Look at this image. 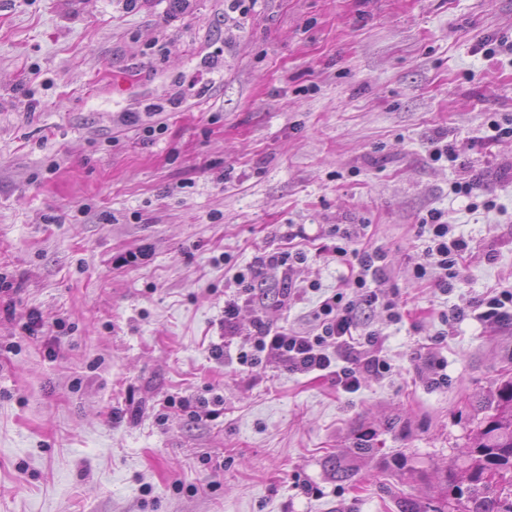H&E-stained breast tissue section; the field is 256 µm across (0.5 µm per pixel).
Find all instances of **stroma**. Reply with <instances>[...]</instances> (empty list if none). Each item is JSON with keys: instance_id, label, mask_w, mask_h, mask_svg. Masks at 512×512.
Listing matches in <instances>:
<instances>
[{"instance_id": "1", "label": "stroma", "mask_w": 512, "mask_h": 512, "mask_svg": "<svg viewBox=\"0 0 512 512\" xmlns=\"http://www.w3.org/2000/svg\"><path fill=\"white\" fill-rule=\"evenodd\" d=\"M487 36L512 42V0H0V512L438 505L512 379V324L447 318L512 289V136L489 127L512 53ZM472 178L491 208L450 194ZM432 208L470 241L447 294L413 274ZM336 224L386 254L403 319H357L389 371L351 394L214 359L233 274L298 231L265 315L314 327Z\"/></svg>"}]
</instances>
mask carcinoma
<instances>
[{
    "mask_svg": "<svg viewBox=\"0 0 512 512\" xmlns=\"http://www.w3.org/2000/svg\"><path fill=\"white\" fill-rule=\"evenodd\" d=\"M478 436L476 446L465 451L464 470L445 475V489L464 512H512V380L500 388Z\"/></svg>",
    "mask_w": 512,
    "mask_h": 512,
    "instance_id": "cac0c4a2",
    "label": "carcinoma"
}]
</instances>
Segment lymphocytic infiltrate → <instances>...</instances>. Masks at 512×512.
<instances>
[{
  "mask_svg": "<svg viewBox=\"0 0 512 512\" xmlns=\"http://www.w3.org/2000/svg\"><path fill=\"white\" fill-rule=\"evenodd\" d=\"M337 239L334 248L339 260L354 258L345 280V290L324 298L316 314L317 324L312 332L300 333L273 327L263 319L254 322V337L249 347L236 355L239 366L253 369L266 355H273L288 373L309 375L324 373L331 376L337 389L353 393L359 390L365 374L382 372L387 363L380 355L381 338L378 331L359 332L357 312L362 307L385 303L389 319L400 322L402 315L396 301H382L375 283L382 272L385 253L381 248H350L351 234L347 229L333 227ZM419 237L424 240V254L430 265L418 268L417 278L432 277L441 293H449L458 274V267L470 249V242L457 235L443 211L428 210L419 224ZM302 251H282L260 254L242 270L235 272V295L224 301V339L232 341L237 334V319L243 304L254 302V282L262 274L273 271L284 275L280 306H287L294 288L286 273L293 260L302 259ZM477 310L480 319L491 324L512 321V291L472 301L469 308L451 306L449 320H464L469 310Z\"/></svg>",
  "mask_w": 512,
  "mask_h": 512,
  "instance_id": "f902f5d3",
  "label": "lymphocytic infiltrate"
}]
</instances>
